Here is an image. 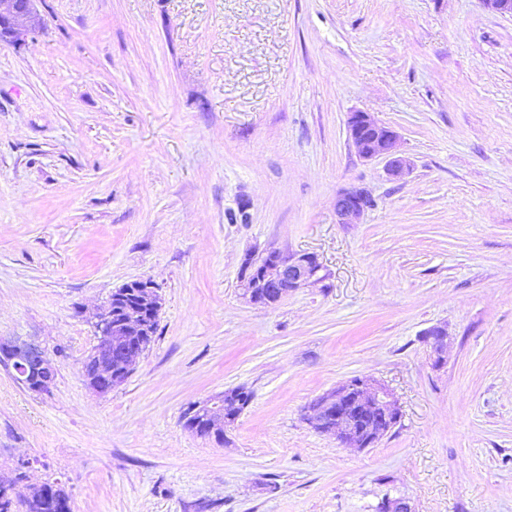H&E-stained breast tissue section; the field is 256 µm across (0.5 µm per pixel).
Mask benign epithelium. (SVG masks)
Wrapping results in <instances>:
<instances>
[{
  "label": "benign epithelium",
  "instance_id": "7a95c632",
  "mask_svg": "<svg viewBox=\"0 0 512 512\" xmlns=\"http://www.w3.org/2000/svg\"><path fill=\"white\" fill-rule=\"evenodd\" d=\"M38 26L33 0H0V42L14 44ZM348 138L364 160L383 158L388 175L400 178L409 172L410 163L399 152L400 137L369 112L356 111L347 119ZM372 196L352 187L336 196L337 223L357 224L371 208ZM321 264L313 253L289 254L279 249L247 253L242 262L240 286L251 304L269 306L287 292L314 280ZM162 307L158 286L151 280H135L112 291L104 308L91 316L98 332L93 356L101 360L98 378H86L87 386L98 395L112 392L130 375L142 354V344L108 346L104 340L144 326L145 311L157 315ZM436 359L445 348V332L432 327L424 332ZM0 364L24 377L26 387L40 395L51 393L56 368L46 350L34 341L0 339ZM224 395L188 407L193 426L212 433L224 429ZM398 401L384 385L367 378H352L318 396L305 420L317 431L330 432L345 448L359 450L377 444L397 424Z\"/></svg>",
  "mask_w": 512,
  "mask_h": 512
}]
</instances>
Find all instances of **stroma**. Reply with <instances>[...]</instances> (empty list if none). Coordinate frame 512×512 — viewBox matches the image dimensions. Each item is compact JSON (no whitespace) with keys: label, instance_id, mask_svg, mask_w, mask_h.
Instances as JSON below:
<instances>
[{"label":"stroma","instance_id":"35a3bbf8","mask_svg":"<svg viewBox=\"0 0 512 512\" xmlns=\"http://www.w3.org/2000/svg\"><path fill=\"white\" fill-rule=\"evenodd\" d=\"M0 43V336H32L50 395L0 366V474L73 512H512V16L480 0H35ZM395 130L400 179L357 155ZM375 205L336 221L348 187ZM315 254L276 305L246 251ZM153 280L157 332L99 396L81 309ZM448 330L443 364L423 334ZM399 423L341 447L304 415L354 377ZM252 399L223 442L192 403ZM348 138L364 160L383 158L388 175L400 178L409 172L410 163L399 152L400 137L369 112H351L347 119Z\"/></svg>","mask_w":512,"mask_h":512}]
</instances>
